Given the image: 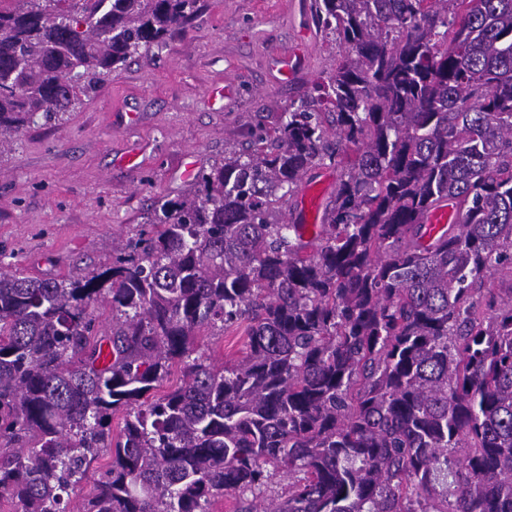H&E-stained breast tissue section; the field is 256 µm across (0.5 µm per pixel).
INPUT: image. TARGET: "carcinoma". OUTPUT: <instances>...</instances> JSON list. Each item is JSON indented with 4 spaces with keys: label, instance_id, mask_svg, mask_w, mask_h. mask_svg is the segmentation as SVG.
Listing matches in <instances>:
<instances>
[{
    "label": "carcinoma",
    "instance_id": "carcinoma-1",
    "mask_svg": "<svg viewBox=\"0 0 512 512\" xmlns=\"http://www.w3.org/2000/svg\"><path fill=\"white\" fill-rule=\"evenodd\" d=\"M197 2L0 0V145ZM315 18L342 47L333 75L161 203L111 267L0 271L15 512H67L105 453L78 512H209L229 493L237 512H512V288L488 286L512 273V0H315ZM326 160L343 173L306 242L275 215ZM448 200L460 222L432 237L422 219ZM241 323L242 359L193 356ZM107 455L100 456L89 467L86 478L68 491V496L64 494V501L67 502V509L76 512V508L81 506L94 493L97 480L105 472L109 465Z\"/></svg>",
    "mask_w": 512,
    "mask_h": 512
}]
</instances>
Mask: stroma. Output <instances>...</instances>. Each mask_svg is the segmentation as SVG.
I'll return each mask as SVG.
<instances>
[{
	"instance_id": "stroma-1",
	"label": "stroma",
	"mask_w": 512,
	"mask_h": 512,
	"mask_svg": "<svg viewBox=\"0 0 512 512\" xmlns=\"http://www.w3.org/2000/svg\"><path fill=\"white\" fill-rule=\"evenodd\" d=\"M338 42L314 0H199L162 46L106 76L63 120L0 150V265L40 278L102 271L154 209L193 187L225 149L274 127L329 75ZM296 68L282 76L285 59ZM244 327L194 340L221 364L245 356Z\"/></svg>"
}]
</instances>
